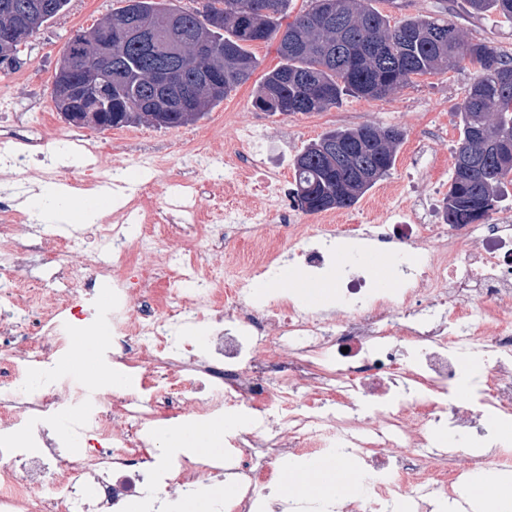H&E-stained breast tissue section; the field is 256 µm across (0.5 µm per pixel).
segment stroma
Listing matches in <instances>:
<instances>
[{
    "instance_id": "35a3bbf8",
    "label": "stroma",
    "mask_w": 512,
    "mask_h": 512,
    "mask_svg": "<svg viewBox=\"0 0 512 512\" xmlns=\"http://www.w3.org/2000/svg\"><path fill=\"white\" fill-rule=\"evenodd\" d=\"M120 5L121 0H70L66 11L21 47L18 63L0 69V92L13 98L18 110L40 107L41 111L53 113L60 129H68V121L56 114L51 96L61 53L77 33L90 31ZM376 6L394 22L407 17L447 18L466 38L485 41L512 58V23L493 14H473L467 0H377ZM472 78L467 70L417 76L407 87L382 100L348 96L327 111L288 116L255 110L251 100L256 83L251 80L193 125L169 129L134 125L106 130L84 126L80 132L94 148L86 163L99 164L101 178L125 182L117 201L122 207L132 199L134 186L141 178L136 166L139 156L149 153L166 162L153 187L156 196H164L168 180L184 176L183 141L197 127L208 129L212 141L219 146L232 139L235 124L256 129L264 144L262 165L281 173L282 190L287 195L294 189L295 157L324 133L362 124L395 127L403 132L404 139L392 169L357 204L334 210L333 215L340 224L348 223L358 213L368 221L385 224L393 199L422 198L433 213L434 223L439 224L443 221V199L453 175L459 140L456 106Z\"/></svg>"
}]
</instances>
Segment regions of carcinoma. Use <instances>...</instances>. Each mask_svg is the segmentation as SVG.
Instances as JSON below:
<instances>
[{
    "label": "carcinoma",
    "instance_id": "cac0c4a2",
    "mask_svg": "<svg viewBox=\"0 0 512 512\" xmlns=\"http://www.w3.org/2000/svg\"><path fill=\"white\" fill-rule=\"evenodd\" d=\"M69 0H0V30L16 22L12 11L28 9L29 24L41 28L65 10ZM476 13L492 12L512 22V0H469ZM291 0H201L184 10L165 0H124L105 23L143 25L174 16L163 44L114 42L97 61L105 79L85 81L81 66L73 79L69 122L100 130L149 124L174 128L198 120L246 83L258 62L256 43L279 39L281 63L257 86L253 107L272 115L322 112L345 95L383 99L412 77L471 69L475 77L458 107L461 136L444 202L447 224L488 219L498 196L512 185V60L481 40H467L456 26L434 17L407 18L395 25L373 0H308L286 28L279 20ZM27 26L14 29V43L0 46V64L18 59ZM97 30L78 34L63 54L94 50ZM211 53L199 57V34ZM176 44L177 62L163 45ZM402 132L363 124L334 129L308 144L295 158L296 192L312 212L349 208L393 167Z\"/></svg>",
    "mask_w": 512,
    "mask_h": 512
}]
</instances>
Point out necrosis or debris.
I'll list each match as a JSON object with an SVG mask.
<instances>
[{
	"label": "necrosis or debris",
	"instance_id": "1",
	"mask_svg": "<svg viewBox=\"0 0 512 512\" xmlns=\"http://www.w3.org/2000/svg\"><path fill=\"white\" fill-rule=\"evenodd\" d=\"M244 148L260 153L248 126L219 150L200 131L182 163L205 166L219 187ZM41 157L0 137L13 195L37 192L28 174ZM252 189L265 203L249 214L230 204L212 212L195 181H173L166 197L145 193L119 209L95 248L65 244L0 199V512H124L132 500L178 512L229 476L238 494L217 512H307L265 495L286 462L330 454L351 470L358 453L368 456L361 486L335 512H386L403 495L421 504L454 491L474 469H512L483 426L488 412L512 416V225L434 224L417 204L392 224H298L277 173L262 172ZM133 224L144 232L102 261ZM337 234L395 245L399 287H379L355 262L331 312L288 294L256 302L250 285L276 271L284 243L300 269L316 272L332 263L323 242ZM242 243L249 256L225 265V251ZM102 288L106 308L96 305ZM177 319L207 322L204 350L177 336ZM81 330L108 332L100 359L140 372L138 393L56 372ZM472 362L487 370L460 389ZM216 413L242 420L223 456L153 449L158 418ZM439 426L455 447L435 448Z\"/></svg>",
	"mask_w": 512,
	"mask_h": 512
}]
</instances>
